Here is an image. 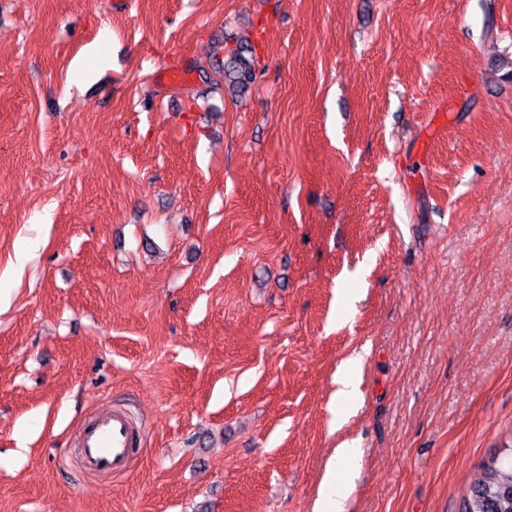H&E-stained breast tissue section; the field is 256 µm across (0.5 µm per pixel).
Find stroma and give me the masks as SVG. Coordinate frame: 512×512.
Masks as SVG:
<instances>
[{
    "label": "stroma",
    "instance_id": "35a3bbf8",
    "mask_svg": "<svg viewBox=\"0 0 512 512\" xmlns=\"http://www.w3.org/2000/svg\"><path fill=\"white\" fill-rule=\"evenodd\" d=\"M0 287V512H313L344 440V512H457L512 444V0H0ZM246 52H253L252 46L239 45L236 49L228 51L227 63H224L222 71L224 84L231 92H241L249 88L256 80L254 64L245 57ZM364 354L356 353L347 358L336 376V400L343 401L353 397L357 392V375L362 370ZM142 441L143 434L127 412L114 408L96 410L81 429V467L91 474L126 475L134 466Z\"/></svg>",
    "mask_w": 512,
    "mask_h": 512
}]
</instances>
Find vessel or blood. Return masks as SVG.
Listing matches in <instances>:
<instances>
[{"instance_id": "b4317fda", "label": "vessel or blood", "mask_w": 512, "mask_h": 512, "mask_svg": "<svg viewBox=\"0 0 512 512\" xmlns=\"http://www.w3.org/2000/svg\"><path fill=\"white\" fill-rule=\"evenodd\" d=\"M142 441V433L124 410L96 411L81 429V467L91 474L126 475L134 466Z\"/></svg>"}]
</instances>
